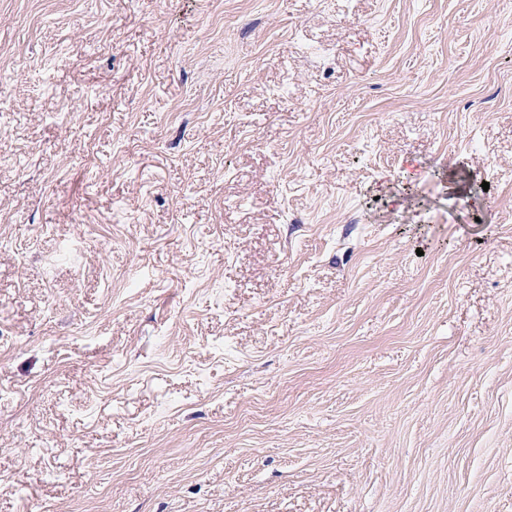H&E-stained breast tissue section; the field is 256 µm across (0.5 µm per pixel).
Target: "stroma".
Returning a JSON list of instances; mask_svg holds the SVG:
<instances>
[{
  "instance_id": "35a3bbf8",
  "label": "stroma",
  "mask_w": 512,
  "mask_h": 512,
  "mask_svg": "<svg viewBox=\"0 0 512 512\" xmlns=\"http://www.w3.org/2000/svg\"><path fill=\"white\" fill-rule=\"evenodd\" d=\"M509 82L512 0H0V512H512Z\"/></svg>"
}]
</instances>
